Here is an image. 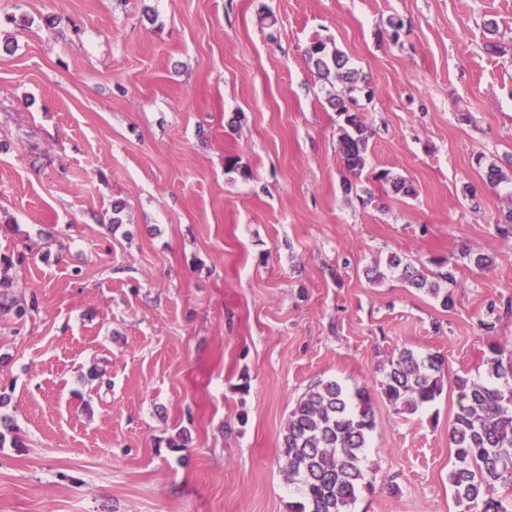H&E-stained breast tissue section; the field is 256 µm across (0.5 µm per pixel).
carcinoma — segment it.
<instances>
[{
    "instance_id": "cac0c4a2",
    "label": "carcinoma",
    "mask_w": 512,
    "mask_h": 512,
    "mask_svg": "<svg viewBox=\"0 0 512 512\" xmlns=\"http://www.w3.org/2000/svg\"><path fill=\"white\" fill-rule=\"evenodd\" d=\"M309 62L319 77L334 78L344 90L329 99L342 117L339 156L344 167L360 176L368 161L367 126L357 108L355 92L371 95L366 80L349 66V58L327 42L315 40L307 49ZM393 192L416 194L402 176L382 170L375 175ZM435 269L415 265L394 254L386 266L367 271L380 282L387 273H399L409 288L423 292L441 307L454 306L456 266L446 259H432ZM13 279L0 275V313L24 317L35 307L10 296ZM486 382L455 376L459 410L449 430L454 465L448 482L454 500L476 512H512V362L503 364L502 351L489 344ZM445 361L436 354L421 356L401 350L383 368L379 385L398 412L413 415L430 406L444 390ZM375 428V412L367 386L349 389L336 382H318L303 393L288 414L280 453L288 485L296 486L288 512H351L361 489L371 485L363 468L365 448Z\"/></svg>"
}]
</instances>
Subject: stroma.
<instances>
[{
  "mask_svg": "<svg viewBox=\"0 0 512 512\" xmlns=\"http://www.w3.org/2000/svg\"><path fill=\"white\" fill-rule=\"evenodd\" d=\"M317 39L372 89L356 178ZM511 155L512 0H0V256L38 303L0 317V512H287L288 414L329 380L375 405L351 512H463L454 384L408 415L377 382L403 348L512 359ZM394 253L455 264L453 308L370 282Z\"/></svg>",
  "mask_w": 512,
  "mask_h": 512,
  "instance_id": "35a3bbf8",
  "label": "stroma"
}]
</instances>
